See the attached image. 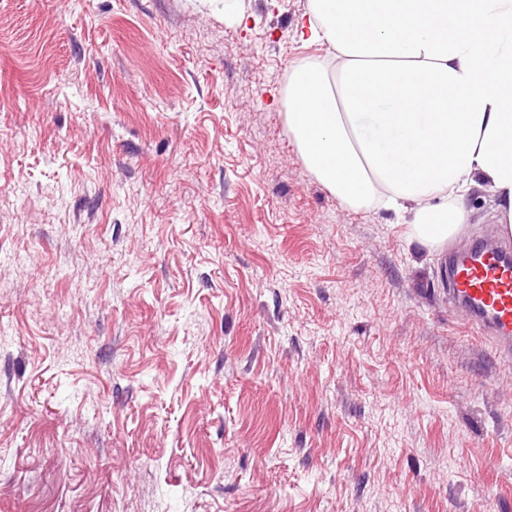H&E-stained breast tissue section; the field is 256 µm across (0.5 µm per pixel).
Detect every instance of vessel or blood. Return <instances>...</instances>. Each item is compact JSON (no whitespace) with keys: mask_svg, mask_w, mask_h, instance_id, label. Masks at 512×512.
Wrapping results in <instances>:
<instances>
[{"mask_svg":"<svg viewBox=\"0 0 512 512\" xmlns=\"http://www.w3.org/2000/svg\"><path fill=\"white\" fill-rule=\"evenodd\" d=\"M448 302L470 327L512 351V247L495 238L454 247L448 261Z\"/></svg>","mask_w":512,"mask_h":512,"instance_id":"obj_1","label":"vessel or blood"}]
</instances>
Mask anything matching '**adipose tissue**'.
Wrapping results in <instances>:
<instances>
[{
	"instance_id": "1",
	"label": "adipose tissue",
	"mask_w": 512,
	"mask_h": 512,
	"mask_svg": "<svg viewBox=\"0 0 512 512\" xmlns=\"http://www.w3.org/2000/svg\"><path fill=\"white\" fill-rule=\"evenodd\" d=\"M327 56L291 69L288 133L314 177L354 210L407 214L439 250L491 193L512 234V0H307Z\"/></svg>"
}]
</instances>
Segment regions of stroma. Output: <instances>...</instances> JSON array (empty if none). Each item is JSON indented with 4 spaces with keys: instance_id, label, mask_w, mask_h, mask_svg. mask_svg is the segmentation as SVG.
<instances>
[{
    "instance_id": "35a3bbf8",
    "label": "stroma",
    "mask_w": 512,
    "mask_h": 512,
    "mask_svg": "<svg viewBox=\"0 0 512 512\" xmlns=\"http://www.w3.org/2000/svg\"><path fill=\"white\" fill-rule=\"evenodd\" d=\"M306 3L0 0V512H512V357L288 135Z\"/></svg>"
}]
</instances>
